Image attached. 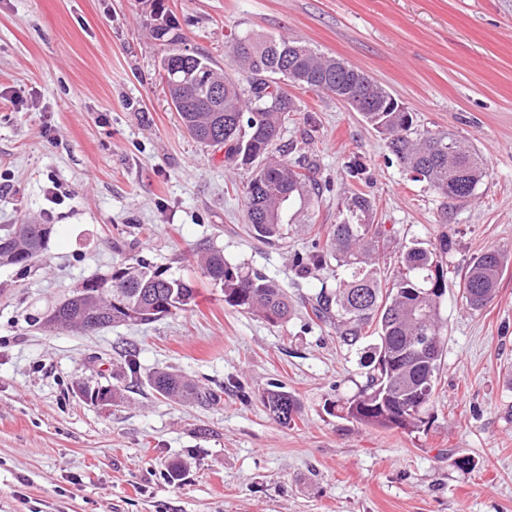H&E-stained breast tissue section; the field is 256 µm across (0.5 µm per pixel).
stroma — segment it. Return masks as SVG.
<instances>
[{
	"label": "stroma",
	"instance_id": "35a3bbf8",
	"mask_svg": "<svg viewBox=\"0 0 512 512\" xmlns=\"http://www.w3.org/2000/svg\"><path fill=\"white\" fill-rule=\"evenodd\" d=\"M187 48L233 72L230 46L289 36L385 87L419 131L449 133L488 164L458 202L413 181L360 113L291 83L283 136L325 183L308 233L287 244L245 232V167L194 141L167 99L152 0H0V225L54 230L25 273L0 267V512H512V269L483 310L459 286L470 258L512 253V0H164ZM360 157L365 181L345 165ZM361 192L403 243L447 234L444 348L427 430L328 414L360 382L362 353L304 311L270 324L227 305L191 253L273 277L300 301L341 269L297 277L288 261ZM139 253L189 281L187 310L97 333L43 318L84 280ZM136 350L137 372L119 351ZM166 370L214 392L178 404ZM113 386L106 405L77 384ZM299 405L271 420L270 384ZM478 460L468 473L449 452Z\"/></svg>",
	"mask_w": 512,
	"mask_h": 512
}]
</instances>
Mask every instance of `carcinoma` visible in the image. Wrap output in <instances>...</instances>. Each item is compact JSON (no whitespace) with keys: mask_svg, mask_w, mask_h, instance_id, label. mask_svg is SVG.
<instances>
[{"mask_svg":"<svg viewBox=\"0 0 512 512\" xmlns=\"http://www.w3.org/2000/svg\"><path fill=\"white\" fill-rule=\"evenodd\" d=\"M154 0L155 39L172 46L160 60L169 97L187 132L206 146H224L226 160L254 168L244 187L249 235L265 244H280L295 220L313 207L320 195L316 168L306 159L288 160L295 151L281 143L283 115L297 111L284 92L266 101L259 91L275 78L341 97L353 86L360 98L351 108L385 140L390 153L414 180L457 201L472 199L487 176L484 159L461 141L443 134L420 133L409 112H379L385 89L344 61L319 54L297 39L263 37L246 32L234 39L231 53L246 74L241 82L215 67L203 53L180 47L178 22L164 15ZM373 205L362 193L345 202L341 220L330 225L324 240L290 254L302 278L331 263L345 276L336 288L315 294L306 310L314 323L328 324L336 340L350 348L365 346L360 359L364 383L350 396L329 400L327 411L372 428L418 432L429 423L443 349L441 304L448 288V234L435 243L416 241L404 247L398 266L386 272L385 257L393 242L390 231L372 222ZM51 224L0 226V266L28 269L46 250ZM509 255L490 247L471 259L461 276L470 309L484 308L495 296L508 270ZM202 274L224 288V302L271 324L288 321L293 304L286 287L257 272L233 266L215 249L197 252ZM84 296L54 307L56 329L86 331L89 320L98 329L149 324L185 310L195 299L192 286L140 255L112 267V281H84ZM159 395L188 402L198 387L168 371L149 376ZM268 416L289 426L299 414L297 400L274 384L260 396Z\"/></svg>","mask_w":512,"mask_h":512,"instance_id":"obj_1","label":"carcinoma"}]
</instances>
